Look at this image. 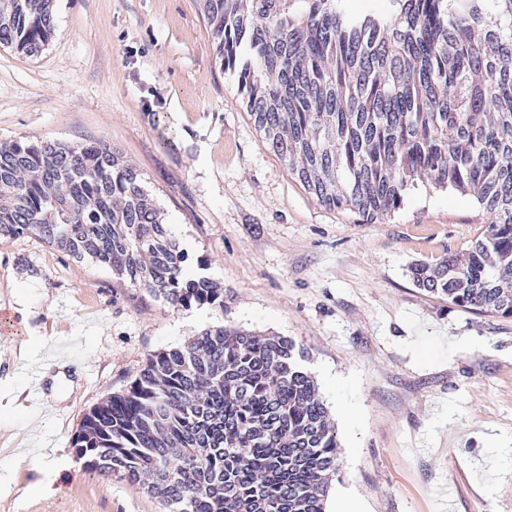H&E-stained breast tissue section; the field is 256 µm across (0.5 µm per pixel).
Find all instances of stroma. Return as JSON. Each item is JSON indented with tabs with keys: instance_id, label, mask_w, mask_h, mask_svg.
Listing matches in <instances>:
<instances>
[{
	"instance_id": "1",
	"label": "stroma",
	"mask_w": 512,
	"mask_h": 512,
	"mask_svg": "<svg viewBox=\"0 0 512 512\" xmlns=\"http://www.w3.org/2000/svg\"><path fill=\"white\" fill-rule=\"evenodd\" d=\"M54 19L40 55L0 49V142L111 143L224 303L201 319L36 237H1L0 309L17 331L0 332V512H160L142 484L86 469L71 441L151 355L213 325L302 351L340 444L328 501L512 512V317L448 304L408 272L482 232L475 200L421 180L372 223L322 205L216 67L196 0H55ZM55 355L62 377L34 380L29 363ZM29 447L40 465L16 463Z\"/></svg>"
}]
</instances>
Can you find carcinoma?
<instances>
[{"label":"carcinoma","mask_w":512,"mask_h":512,"mask_svg":"<svg viewBox=\"0 0 512 512\" xmlns=\"http://www.w3.org/2000/svg\"><path fill=\"white\" fill-rule=\"evenodd\" d=\"M199 0L221 69L308 193L376 221L424 176L490 218L460 255L409 267L416 287L512 317V0ZM53 0H0V48L42 53ZM34 236L175 308L224 305L141 173L106 142L0 143V238ZM77 459L146 479L161 512H325L334 423L295 343L211 326L152 355L83 416Z\"/></svg>","instance_id":"1"}]
</instances>
